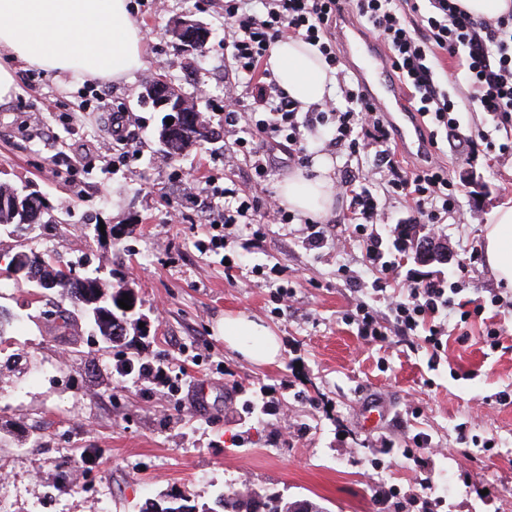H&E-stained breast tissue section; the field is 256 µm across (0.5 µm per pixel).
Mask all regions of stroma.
Listing matches in <instances>:
<instances>
[{
	"label": "stroma",
	"instance_id": "1",
	"mask_svg": "<svg viewBox=\"0 0 512 512\" xmlns=\"http://www.w3.org/2000/svg\"><path fill=\"white\" fill-rule=\"evenodd\" d=\"M145 33V67L129 80H58L14 61L19 91L0 105V184L38 192L41 223L0 231V253H50L78 276L125 281L144 324L135 345L106 344L83 321L56 333L46 317L59 296L0 279V308L13 321L0 337V512H139L146 499L185 492L199 506L224 488L307 500L324 512H512V290L499 307L471 319L460 340L457 312L447 318L440 351L391 337L377 346L345 316L365 301L388 302L371 288L361 248L344 224V247L304 242L299 224L233 226L214 248L208 222L224 200L196 181L223 177L231 140L224 115V10L221 0H130ZM191 18L211 31L206 54L182 52L170 34ZM196 99L216 132L212 143L168 155L155 137L162 115L142 102L147 76ZM109 95V111L87 112L86 99ZM128 116L137 154L113 168L114 112ZM327 135H307L314 162L332 179L346 170L369 177L384 212L376 233L396 264L393 284L459 282L458 301L485 297L496 281L482 251L492 210L512 199V157L489 151L469 161L440 148L458 190L457 217L424 226L447 242L452 266L423 265L390 233L416 218L412 205L386 192L372 157L329 152ZM355 276L358 287L346 285ZM244 313L281 343L275 362L248 361L224 341V318ZM501 330L498 347L477 342L485 324ZM162 378L118 375L126 359ZM424 433L440 452L420 470L403 457ZM80 460L59 479L65 457ZM423 473L442 491L426 507L415 484Z\"/></svg>",
	"mask_w": 512,
	"mask_h": 512
}]
</instances>
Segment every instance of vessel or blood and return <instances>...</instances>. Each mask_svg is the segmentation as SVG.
<instances>
[{
    "label": "vessel or blood",
    "instance_id": "obj_1",
    "mask_svg": "<svg viewBox=\"0 0 512 512\" xmlns=\"http://www.w3.org/2000/svg\"><path fill=\"white\" fill-rule=\"evenodd\" d=\"M346 47L350 55L360 56L365 60L364 87L372 100L380 109L395 110L402 123L399 138L402 148L409 151L423 147L420 132L412 123L413 113L408 103V93L392 75L383 46L360 31L347 40Z\"/></svg>",
    "mask_w": 512,
    "mask_h": 512
}]
</instances>
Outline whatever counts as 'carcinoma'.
Segmentation results:
<instances>
[{
  "label": "carcinoma",
  "mask_w": 512,
  "mask_h": 512,
  "mask_svg": "<svg viewBox=\"0 0 512 512\" xmlns=\"http://www.w3.org/2000/svg\"><path fill=\"white\" fill-rule=\"evenodd\" d=\"M156 137L167 153L176 157L192 148L194 141L177 132L164 128L156 131ZM48 207L44 200L33 193L24 194L15 188L0 184V225L39 224ZM6 271L15 277L37 283L50 279L54 289L71 307L81 313L88 326L106 343L120 341L129 335V329L136 328L135 309L125 310L118 301L128 295L135 300V293L128 284H112L97 276L70 277L61 271V266L52 262L47 253L18 250L6 263ZM187 498L172 495L159 501L148 499L140 512H254L253 504L263 505L260 512H324L321 507L307 501H289L282 497H262L256 493L242 498L229 488L217 494L214 506L190 507Z\"/></svg>",
  "instance_id": "1"
}]
</instances>
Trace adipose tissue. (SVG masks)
<instances>
[{"instance_id":"ef3b65f1","label":"adipose tissue","mask_w":512,"mask_h":512,"mask_svg":"<svg viewBox=\"0 0 512 512\" xmlns=\"http://www.w3.org/2000/svg\"><path fill=\"white\" fill-rule=\"evenodd\" d=\"M143 31L128 0H0V51L57 77L79 73L122 79L143 69ZM268 67L300 109L320 103L335 82L315 47L286 38L272 49ZM335 187L326 167L296 173L279 189L289 209L327 216ZM484 260L497 282L512 288V199L500 203L483 226ZM224 340L245 357L275 360L271 330L244 315L224 319Z\"/></svg>"}]
</instances>
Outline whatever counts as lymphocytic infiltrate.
<instances>
[{
    "instance_id": "f902f5d3",
    "label": "lymphocytic infiltrate",
    "mask_w": 512,
    "mask_h": 512,
    "mask_svg": "<svg viewBox=\"0 0 512 512\" xmlns=\"http://www.w3.org/2000/svg\"><path fill=\"white\" fill-rule=\"evenodd\" d=\"M224 0V52L234 85L224 90L220 110L226 126H234L241 100L238 84L250 85L263 103L262 113L248 112L247 129L234 141V155L251 163L256 183H263L272 160L270 150L287 144L291 159L309 165L306 134L317 127L332 131L331 145L356 154L374 149L373 167L388 173L390 196L413 203L423 223L441 224L458 207L448 168L433 156L408 166L388 150L392 126L384 113L369 99L361 85L341 88L344 104L329 98L317 111L300 113L267 66L274 44L297 37L316 47L324 63H340L336 25L345 14H353L383 39L391 66L410 88L414 112L429 131L430 147L439 136L456 141L459 154L473 155L485 142L484 133H461L456 117L465 103L476 102L495 120L496 130L505 131L500 154H512V14L493 20L477 19L463 10L457 0ZM450 59L456 78L465 88L461 97L444 91L438 81L443 59ZM339 189L347 201L346 219L353 224L363 258L376 273L374 291L386 292L394 264L386 260L383 240L373 231L383 212L359 173L345 171ZM224 206L217 212L218 224H288L292 218L273 193L248 195L236 184L223 190ZM458 285L442 281L417 282L406 296L393 295L388 301L391 326H383L374 309L360 302L347 316L358 334L368 342H383L390 334L409 341L423 337L432 348L443 346L445 327L440 314L455 308L461 323L481 315L485 305L466 307L455 302Z\"/></svg>"
}]
</instances>
